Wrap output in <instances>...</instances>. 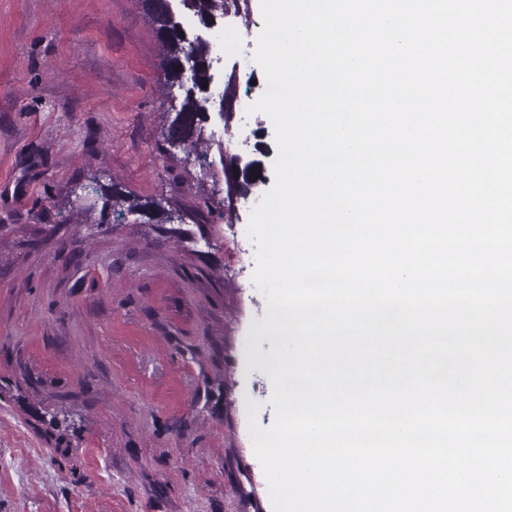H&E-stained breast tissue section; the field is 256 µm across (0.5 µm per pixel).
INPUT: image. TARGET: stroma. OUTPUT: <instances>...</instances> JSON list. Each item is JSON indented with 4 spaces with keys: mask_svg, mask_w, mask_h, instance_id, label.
<instances>
[{
    "mask_svg": "<svg viewBox=\"0 0 512 512\" xmlns=\"http://www.w3.org/2000/svg\"><path fill=\"white\" fill-rule=\"evenodd\" d=\"M262 28L260 0L218 24L237 44L212 94H264ZM161 65L141 0H0V512H274L264 192L228 201L220 163L273 178V124L214 113L172 150ZM96 178L181 219L76 200ZM237 156L239 158V167L236 174L234 175V179L232 178V181L235 180V182L239 184L238 194H240L244 198H248L251 195L252 191L244 188L243 177L246 176V178H250L251 173L255 168V163L253 159L243 157L241 155H227L222 153L221 163L223 165L224 175H231L232 173L235 172L237 168Z\"/></svg>",
    "mask_w": 512,
    "mask_h": 512,
    "instance_id": "stroma-1",
    "label": "stroma"
}]
</instances>
